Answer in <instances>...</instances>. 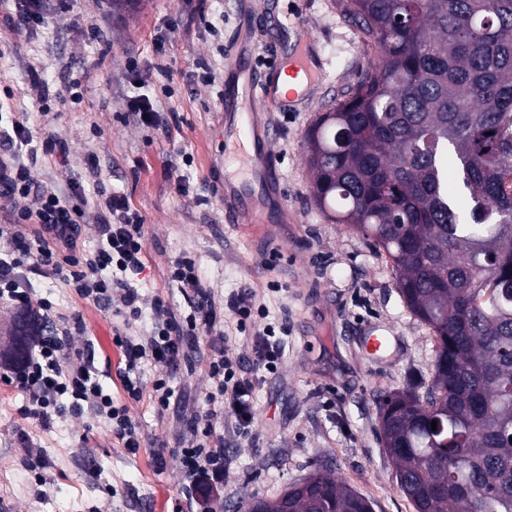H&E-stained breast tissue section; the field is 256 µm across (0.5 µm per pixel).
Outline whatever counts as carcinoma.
Masks as SVG:
<instances>
[{
    "mask_svg": "<svg viewBox=\"0 0 512 512\" xmlns=\"http://www.w3.org/2000/svg\"><path fill=\"white\" fill-rule=\"evenodd\" d=\"M344 2L380 57L308 132L314 197L436 344L427 389L378 403L384 452L415 512H512V0ZM242 508L372 512L321 470Z\"/></svg>",
    "mask_w": 512,
    "mask_h": 512,
    "instance_id": "1",
    "label": "carcinoma"
}]
</instances>
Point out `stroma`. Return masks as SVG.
I'll return each instance as SVG.
<instances>
[{"instance_id": "1", "label": "stroma", "mask_w": 512, "mask_h": 512, "mask_svg": "<svg viewBox=\"0 0 512 512\" xmlns=\"http://www.w3.org/2000/svg\"><path fill=\"white\" fill-rule=\"evenodd\" d=\"M307 36L324 77L297 111H261L262 125L274 131L278 181L252 183L253 212L226 223L224 180L241 165L224 140L218 93L241 45L260 71ZM376 59L342 0H142L121 14L112 0H73L21 37L0 20V118L23 123L35 140L50 136L70 148L69 173L42 155L38 180L61 188L67 174L80 176L88 224L110 194L126 195L146 242V268L128 279L143 298L138 317L101 310L60 279L33 290L52 320L82 317L100 382L127 405L140 448L129 451L90 414L43 427L23 415L24 393L0 379V512H200L186 494L179 452L194 440L190 419L213 407L216 385L203 363L211 336L200 337V362L175 372V394L163 411L150 397L125 393L114 342L152 334L154 296L168 300L176 316L189 314L170 279L183 256L195 259L224 306L217 330L244 366L263 328L283 350L274 372L255 376L250 426L237 429L228 411L212 421L229 460L221 506L274 497L324 468L370 499L374 512H414L382 447L377 399L428 382L432 332L409 312L384 252L318 208L305 157L310 125ZM40 91L48 98L43 111L33 103ZM141 93L168 128L144 127L130 114L129 98ZM241 294L260 315L242 320L227 308ZM372 327L396 338L377 358L359 343Z\"/></svg>"}]
</instances>
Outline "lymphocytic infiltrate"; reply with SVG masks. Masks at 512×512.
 Returning <instances> with one entry per match:
<instances>
[{
	"mask_svg": "<svg viewBox=\"0 0 512 512\" xmlns=\"http://www.w3.org/2000/svg\"><path fill=\"white\" fill-rule=\"evenodd\" d=\"M0 198H22L10 223L0 225V307L33 313L34 282L63 278L79 296L104 308H116L138 316L142 298L138 291L122 287L114 291L102 270L117 267L137 276L145 269L143 221L132 210L126 196L112 194L94 226L97 247L87 252L82 237L86 204L85 189L79 179L66 181L64 191L45 186L36 178L33 165L39 154L54 155L66 164L67 149L45 141L33 146L26 128L13 123L0 127ZM170 278L180 289L191 312L177 319L170 303L155 296L151 305L159 322L150 336L141 342L122 340L120 346L127 370L154 361L178 369L186 359L185 350L202 332H211L218 321L219 308L204 284L193 259L179 258L170 269ZM83 323L80 317L38 330L27 358L20 363L0 353V378L15 384L27 396L26 416L48 425L59 416L83 418L93 412L104 419L113 436L125 448L136 450L140 438L126 406L115 405L104 393L94 364V355L81 343ZM209 376L240 426L252 419L253 380L240 362L229 355L227 346L213 348L207 359ZM202 441L181 449L179 463L187 481L185 489L192 499H208L224 487V440L211 425L201 430Z\"/></svg>",
	"mask_w": 512,
	"mask_h": 512,
	"instance_id": "f902f5d3",
	"label": "lymphocytic infiltrate"
}]
</instances>
